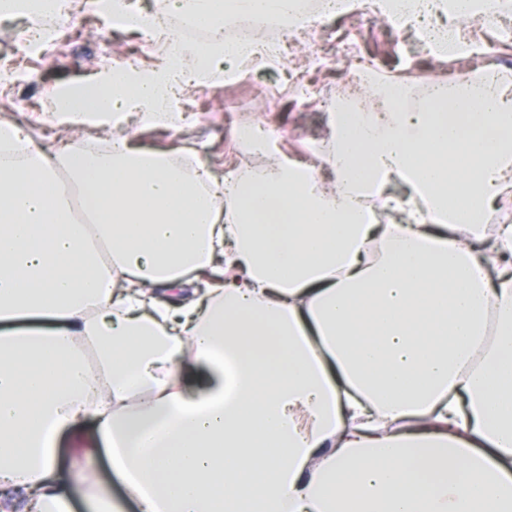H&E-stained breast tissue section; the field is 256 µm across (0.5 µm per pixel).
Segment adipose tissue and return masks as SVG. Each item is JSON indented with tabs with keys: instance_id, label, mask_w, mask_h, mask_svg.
<instances>
[{
	"instance_id": "obj_1",
	"label": "adipose tissue",
	"mask_w": 512,
	"mask_h": 512,
	"mask_svg": "<svg viewBox=\"0 0 512 512\" xmlns=\"http://www.w3.org/2000/svg\"><path fill=\"white\" fill-rule=\"evenodd\" d=\"M23 8L42 42L70 0ZM340 8L416 30L473 0ZM226 10L308 23L294 0H159L168 51L47 87L45 122L182 130L184 93L222 84L233 50L163 18ZM358 79L376 105L337 102L326 175L251 127L236 144L273 164L209 186L129 135L51 150L0 121L25 160L0 165V512H72L57 439L75 428L137 512H512V80L438 82L409 111L407 85Z\"/></svg>"
}]
</instances>
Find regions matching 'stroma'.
<instances>
[{"mask_svg":"<svg viewBox=\"0 0 512 512\" xmlns=\"http://www.w3.org/2000/svg\"><path fill=\"white\" fill-rule=\"evenodd\" d=\"M71 18L78 26L77 36L55 41L41 54L28 58L17 52L16 37L24 19L0 18V64L26 74L23 82L0 90V120L20 124L39 144L55 134L70 142L87 138L86 133L70 129L52 131L43 122L46 87L88 79L100 66L115 60L139 56L150 64L156 59L152 53L140 54L135 35L112 31L105 24L81 18L76 11ZM363 22L362 29L356 30L345 18H324L320 31L288 38V52L278 67L252 65L240 69L233 83L191 91L185 97L192 114L189 124L177 133L137 132L138 144L175 159L192 155L219 181L227 172L225 158H232L238 168L268 164V157L255 158L233 148L234 130L259 124L280 130L276 144L289 157L320 162L329 137V112L321 103L322 91L350 87L351 74L342 59V47L347 42L355 43L357 55L372 63L386 79L409 86L408 102L413 109L422 104L424 89L432 81L512 65V39L499 34L500 28L512 29V19L502 18L488 25L475 41L477 52L473 56L448 60L432 56L414 32L393 33L386 19L368 14ZM19 98L27 100V111H16L14 102Z\"/></svg>","mask_w":512,"mask_h":512,"instance_id":"1","label":"stroma"}]
</instances>
